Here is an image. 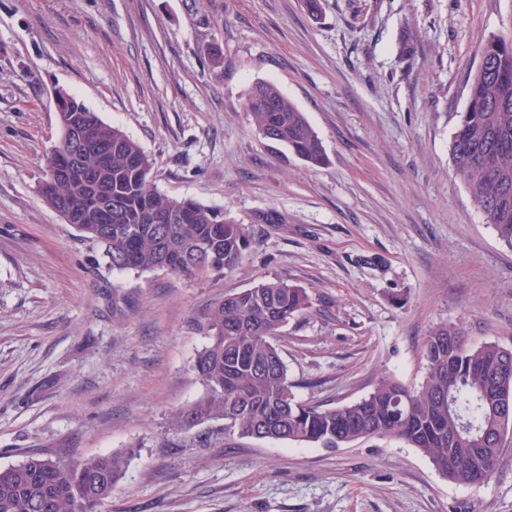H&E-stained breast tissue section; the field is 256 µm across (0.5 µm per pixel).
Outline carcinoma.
Listing matches in <instances>:
<instances>
[{
  "label": "carcinoma",
  "mask_w": 512,
  "mask_h": 512,
  "mask_svg": "<svg viewBox=\"0 0 512 512\" xmlns=\"http://www.w3.org/2000/svg\"><path fill=\"white\" fill-rule=\"evenodd\" d=\"M60 134L47 163L72 168L63 134L75 124L88 140L81 168L45 176L39 191L58 213L85 207L96 192L118 206L110 224H77L114 270L168 271L217 280L239 268L247 230L216 209L160 192L141 146L62 89L55 92ZM255 129L306 164H324L323 144L305 114L273 83L252 88ZM453 173L471 190L474 206L512 247V33L490 38L468 88L450 144ZM309 306L306 289L276 278L224 297L200 324L206 343L193 370L204 392L172 412L169 425L191 430L224 422V433L264 434L334 449L361 439L396 436L419 449L448 480L481 485L494 474L512 426V349L495 342L469 347L454 323L424 342L426 375L418 388L384 378L361 399L333 408L297 399L276 344L280 330ZM133 448L72 464L30 455L0 467V512H99L123 479Z\"/></svg>",
  "instance_id": "1"
}]
</instances>
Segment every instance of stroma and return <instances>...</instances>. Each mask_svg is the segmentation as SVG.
Here are the masks:
<instances>
[{
    "instance_id": "1",
    "label": "stroma",
    "mask_w": 512,
    "mask_h": 512,
    "mask_svg": "<svg viewBox=\"0 0 512 512\" xmlns=\"http://www.w3.org/2000/svg\"><path fill=\"white\" fill-rule=\"evenodd\" d=\"M322 5L0 0V467L135 447L101 512H512V432L495 477L466 486L394 437L329 450L168 428L203 393L200 321L264 278L311 299L278 337L304 402L418 386L443 323L512 348V247L448 151L512 0ZM259 82L305 113L325 165L257 134ZM58 89L138 141L161 191L242 224V266L206 281L110 269L39 193Z\"/></svg>"
}]
</instances>
